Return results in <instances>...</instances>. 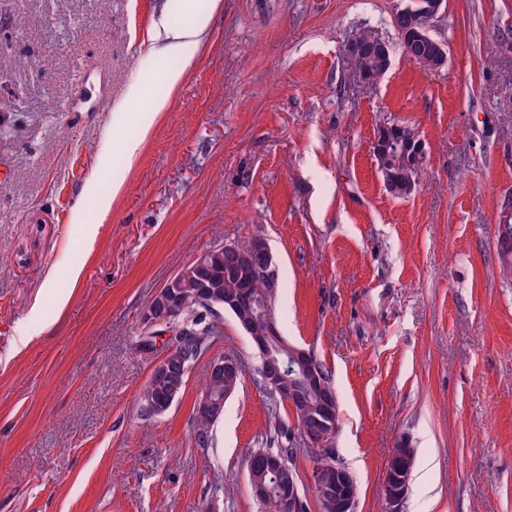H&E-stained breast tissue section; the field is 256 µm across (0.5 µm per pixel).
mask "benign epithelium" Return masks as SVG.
<instances>
[{"mask_svg": "<svg viewBox=\"0 0 512 512\" xmlns=\"http://www.w3.org/2000/svg\"><path fill=\"white\" fill-rule=\"evenodd\" d=\"M443 0H412L408 13L413 18V26L403 32V38L412 41H430L429 28L439 13ZM373 151L380 162L387 186H392V168L406 165L419 170L425 163L424 146L414 131L404 133L395 139L384 136L379 131ZM252 253L259 262V271L269 287L277 285L275 270L272 266V255L264 241L259 240L252 245ZM205 255H200L183 266L163 287L159 288L152 301L143 312L144 322L150 326H164L170 334V348L180 343L183 332L182 310L189 303H196L208 308L213 314L218 310H238L243 306L237 295L219 299V285L200 276L199 270L205 262ZM242 329L252 341L254 348L262 358L259 372L264 389L270 393H279L293 407L306 402L307 390H316L320 396V406L324 413L323 426L315 431L300 430V436L310 446L315 447L313 468L314 483L327 490L335 499V512H354L355 497L349 488L354 482L349 471L334 461L330 449L332 440L338 429L339 406L336 394L329 390L321 370L312 361L308 350L296 346L284 339L271 314L263 318L262 328L256 330L249 323ZM277 343L288 351V359L279 360L269 355L270 345ZM209 371L218 375L226 372L242 370L240 361L233 356L212 358L207 362ZM264 470L272 474L277 486H288V512H300L298 505L302 501L298 486L291 472L282 469L277 459L271 457L262 460ZM412 468V459L407 454L392 452L384 476V494L392 506L398 504L405 496ZM251 494L257 503H263L271 494V484L263 480H255L247 475Z\"/></svg>", "mask_w": 512, "mask_h": 512, "instance_id": "benign-epithelium-1", "label": "benign epithelium"}]
</instances>
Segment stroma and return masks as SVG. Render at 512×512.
Segmentation results:
<instances>
[{
  "label": "stroma",
  "mask_w": 512,
  "mask_h": 512,
  "mask_svg": "<svg viewBox=\"0 0 512 512\" xmlns=\"http://www.w3.org/2000/svg\"><path fill=\"white\" fill-rule=\"evenodd\" d=\"M198 46L154 66L159 16L185 0H0V512H259L245 462L276 421L231 314L210 356L243 362L211 442L194 437L205 362L163 414L140 394L168 338L141 346L147 302L183 265L262 239L275 319L313 349L339 403L333 449L356 512H388L383 478L415 448L398 512H512V0H443L447 60L403 53L404 0H222ZM391 47L355 74L360 28ZM183 69L167 90L159 68ZM169 105L147 135L112 130L132 82ZM408 126L426 163L388 192L372 143ZM143 136L127 162L119 141ZM112 153L99 171L103 150ZM99 218L74 207L89 181ZM121 182L113 192V182ZM98 233L86 246L84 224ZM79 281H72V270Z\"/></svg>",
  "instance_id": "stroma-1"
}]
</instances>
